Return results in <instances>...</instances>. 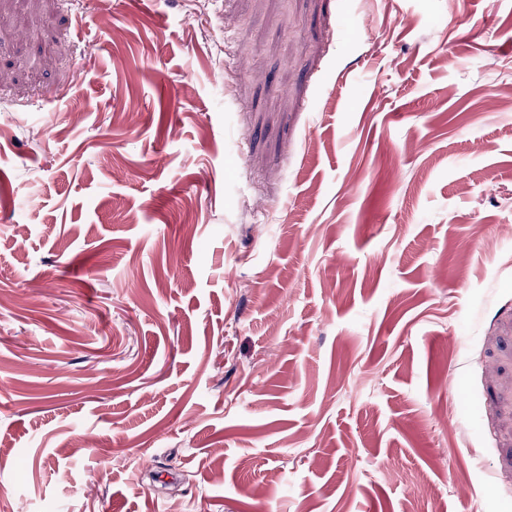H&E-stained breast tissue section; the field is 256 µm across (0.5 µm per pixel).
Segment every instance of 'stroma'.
Instances as JSON below:
<instances>
[{"instance_id":"stroma-1","label":"stroma","mask_w":512,"mask_h":512,"mask_svg":"<svg viewBox=\"0 0 512 512\" xmlns=\"http://www.w3.org/2000/svg\"><path fill=\"white\" fill-rule=\"evenodd\" d=\"M511 90L512 0H0V512H512Z\"/></svg>"}]
</instances>
